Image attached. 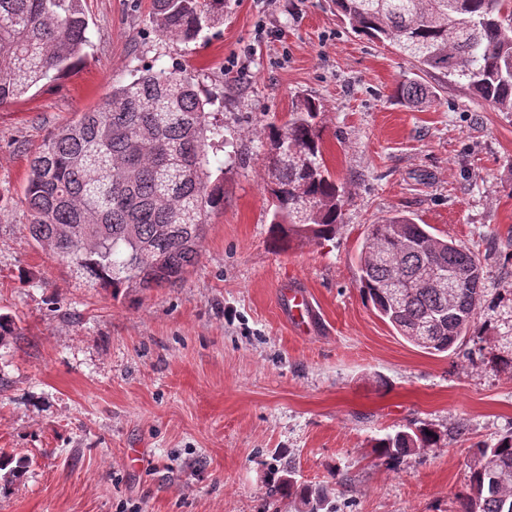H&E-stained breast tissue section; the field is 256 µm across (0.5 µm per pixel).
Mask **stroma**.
Segmentation results:
<instances>
[{"label":"stroma","mask_w":512,"mask_h":512,"mask_svg":"<svg viewBox=\"0 0 512 512\" xmlns=\"http://www.w3.org/2000/svg\"><path fill=\"white\" fill-rule=\"evenodd\" d=\"M91 47L71 74L0 105V455L25 458L0 512H295L271 468L331 484L338 512H456L481 442L512 430V374L431 354L383 322L357 283L368 224L400 211L486 257L512 289V116L394 47L354 34L333 0H224L191 42L158 36L150 0H82ZM265 21L258 31L257 21ZM179 65L227 138L224 207L176 287L113 295L30 242L29 158L134 71ZM432 91L406 104L404 78ZM324 110L325 164L351 197L333 240L270 242L259 121L297 95ZM308 291L303 335L281 292ZM442 434L395 467L377 438Z\"/></svg>","instance_id":"obj_1"}]
</instances>
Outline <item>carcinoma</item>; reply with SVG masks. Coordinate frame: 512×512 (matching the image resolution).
Segmentation results:
<instances>
[{"mask_svg":"<svg viewBox=\"0 0 512 512\" xmlns=\"http://www.w3.org/2000/svg\"><path fill=\"white\" fill-rule=\"evenodd\" d=\"M350 29L389 42L425 73L464 84L497 111L512 115V0H335ZM224 16V0H151L159 36L190 42ZM90 42L81 0H0V104L25 97L40 83L71 73ZM395 94L410 103L429 98L415 79ZM190 78L176 66L148 68L112 86L103 105L55 128L33 152L25 201L30 238L77 274L112 289L148 290L184 282L200 257L208 219L224 208V122L206 111ZM320 104L299 97L284 124L260 125L270 148V236L282 249L295 240L336 235L350 197L330 175L322 152ZM429 224L392 213L367 225L358 254V285L379 316L432 354L455 350L467 332L482 360L512 372V291L488 287L486 265L468 246L438 237ZM431 266L476 267L471 285L443 291L418 283ZM480 293L479 308L472 307ZM441 440L435 428L406 427L374 448L397 467ZM509 471L492 484L488 468ZM28 463L0 457L14 482ZM468 491L457 512H512V432L479 444ZM271 495L298 512H336L327 486H311L281 470Z\"/></svg>","mask_w":512,"mask_h":512,"instance_id":"obj_1","label":"carcinoma"}]
</instances>
